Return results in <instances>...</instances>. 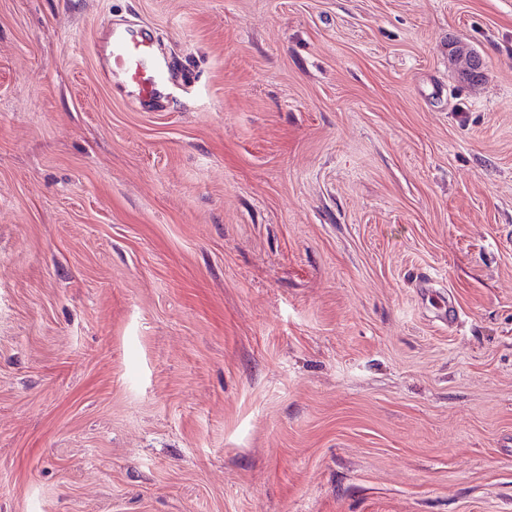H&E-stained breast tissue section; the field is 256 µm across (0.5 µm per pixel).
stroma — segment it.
I'll use <instances>...</instances> for the list:
<instances>
[{
  "mask_svg": "<svg viewBox=\"0 0 512 512\" xmlns=\"http://www.w3.org/2000/svg\"><path fill=\"white\" fill-rule=\"evenodd\" d=\"M0 512H512V0H0ZM157 29L149 24L113 23L102 38L101 69L112 84L125 86L145 109L158 106L180 88V72L157 51Z\"/></svg>",
  "mask_w": 512,
  "mask_h": 512,
  "instance_id": "35a3bbf8",
  "label": "stroma"
}]
</instances>
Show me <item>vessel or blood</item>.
<instances>
[{"label":"vessel or blood","mask_w":512,"mask_h":512,"mask_svg":"<svg viewBox=\"0 0 512 512\" xmlns=\"http://www.w3.org/2000/svg\"><path fill=\"white\" fill-rule=\"evenodd\" d=\"M158 32L149 24L111 25L102 39L101 69L111 82L125 86L146 109L158 106L179 88L173 61L158 52Z\"/></svg>","instance_id":"b4317fda"}]
</instances>
